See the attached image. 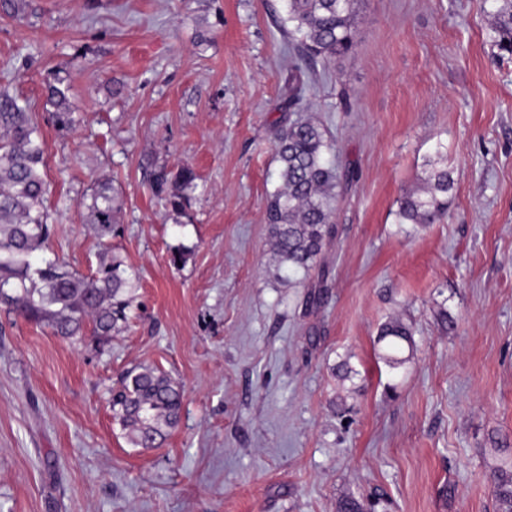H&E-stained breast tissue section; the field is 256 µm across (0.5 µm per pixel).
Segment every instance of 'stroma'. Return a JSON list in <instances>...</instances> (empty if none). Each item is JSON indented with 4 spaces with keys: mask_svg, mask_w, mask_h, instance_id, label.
Masks as SVG:
<instances>
[{
    "mask_svg": "<svg viewBox=\"0 0 512 512\" xmlns=\"http://www.w3.org/2000/svg\"><path fill=\"white\" fill-rule=\"evenodd\" d=\"M485 0H361L355 49L289 104L299 39L283 0H21L0 6V91L28 100L46 145L50 251L82 273L79 201L122 200L112 243L138 279L105 343L0 308V512H498L512 457V56ZM62 71L76 126H53ZM321 124L350 181L318 271L278 268L265 203L274 143ZM448 216L406 224L401 196L435 151ZM191 167L182 213L152 170ZM186 263L169 261L173 247ZM399 317L414 347L382 359ZM353 373L342 380L341 363ZM150 366L182 391L156 448L110 407ZM379 342L386 341L388 352L382 355L385 363L397 368L409 360V356L401 357V353L407 345L408 350L413 349L412 327L400 319H392L384 323L380 329ZM493 488L498 511L512 512V459L495 468Z\"/></svg>",
    "mask_w": 512,
    "mask_h": 512,
    "instance_id": "stroma-1",
    "label": "stroma"
}]
</instances>
